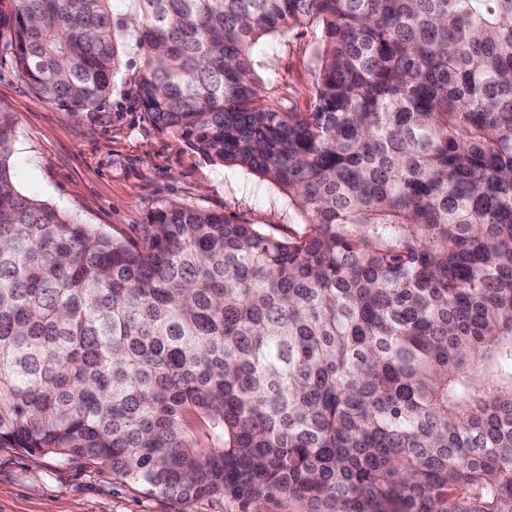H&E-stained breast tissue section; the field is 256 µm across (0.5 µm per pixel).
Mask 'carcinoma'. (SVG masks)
<instances>
[{
    "instance_id": "carcinoma-1",
    "label": "carcinoma",
    "mask_w": 512,
    "mask_h": 512,
    "mask_svg": "<svg viewBox=\"0 0 512 512\" xmlns=\"http://www.w3.org/2000/svg\"><path fill=\"white\" fill-rule=\"evenodd\" d=\"M320 31L305 112L258 57ZM65 112L129 46L147 119L277 185L114 238L22 194L0 112V448L263 512H512V0H0Z\"/></svg>"
}]
</instances>
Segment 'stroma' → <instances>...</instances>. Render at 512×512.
Masks as SVG:
<instances>
[{
	"mask_svg": "<svg viewBox=\"0 0 512 512\" xmlns=\"http://www.w3.org/2000/svg\"><path fill=\"white\" fill-rule=\"evenodd\" d=\"M316 33L290 32L259 73L277 104L311 105ZM140 56L130 49L111 96L96 109L70 114L40 100L0 47V112L11 115L10 166L18 189L78 222L121 237L160 204L176 201L227 215L239 224H268L284 235L288 199L242 170L206 161L179 135L158 131L136 96ZM218 497L178 501L147 492L80 458L0 448V512H227Z\"/></svg>",
	"mask_w": 512,
	"mask_h": 512,
	"instance_id": "stroma-1",
	"label": "stroma"
}]
</instances>
